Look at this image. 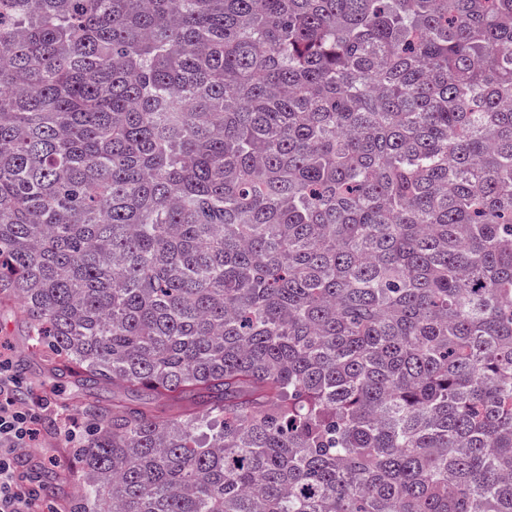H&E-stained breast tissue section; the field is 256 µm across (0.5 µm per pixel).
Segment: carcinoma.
I'll return each mask as SVG.
<instances>
[{
  "mask_svg": "<svg viewBox=\"0 0 512 512\" xmlns=\"http://www.w3.org/2000/svg\"><path fill=\"white\" fill-rule=\"evenodd\" d=\"M2 302L71 512H512V0H0Z\"/></svg>",
  "mask_w": 512,
  "mask_h": 512,
  "instance_id": "carcinoma-1",
  "label": "carcinoma"
}]
</instances>
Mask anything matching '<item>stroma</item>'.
<instances>
[{
  "label": "stroma",
  "mask_w": 512,
  "mask_h": 512,
  "mask_svg": "<svg viewBox=\"0 0 512 512\" xmlns=\"http://www.w3.org/2000/svg\"><path fill=\"white\" fill-rule=\"evenodd\" d=\"M0 354L12 362L20 380L21 399L42 398L48 403L36 423V437L21 452L18 464L21 470L32 474L48 471L42 505L47 510L63 505L73 493L71 478L78 469L66 432L73 426L81 431L86 428V420L75 400L76 389L69 379H55L45 373L42 361L27 350L20 318L10 311H0Z\"/></svg>",
  "instance_id": "obj_1"
}]
</instances>
